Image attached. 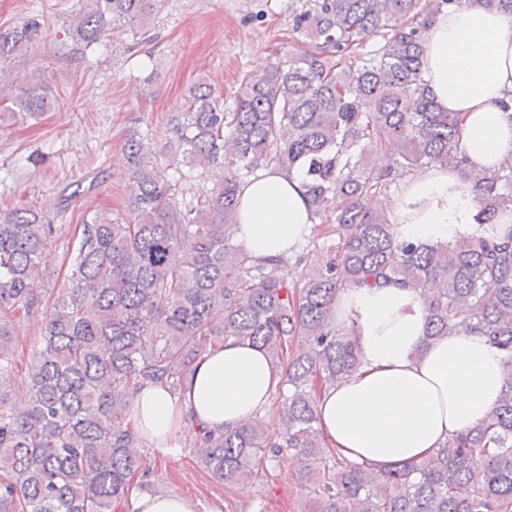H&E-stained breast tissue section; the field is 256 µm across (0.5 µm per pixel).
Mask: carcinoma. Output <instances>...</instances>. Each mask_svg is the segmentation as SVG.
<instances>
[{"mask_svg": "<svg viewBox=\"0 0 512 512\" xmlns=\"http://www.w3.org/2000/svg\"><path fill=\"white\" fill-rule=\"evenodd\" d=\"M161 0H84L76 41L109 24L141 22ZM460 0H306L292 20L284 61L245 74L234 107L195 89L168 127L126 135L137 183L124 215L95 213L80 226L68 285L43 286L41 257L56 226L35 207L0 214V512H115L142 472L131 426L134 393L159 383L176 393L207 347L228 339L262 347L284 365L281 432L262 417L201 438V462L227 483L293 452L310 512H512V163L480 178L476 223L445 242L405 241L387 185L418 167L466 171L459 121L438 107L424 78L427 32ZM32 30L0 28V112L36 119L50 86L8 71ZM375 38L371 50L361 40ZM389 146L395 165L367 158ZM227 170L190 195L184 173ZM305 177L312 214L332 225L327 254L309 252L289 283L280 256L255 258L231 243L239 187L262 167ZM396 279L428 306L426 343L478 331L503 353L507 381L484 423L449 440L436 459L374 473L339 458L317 427L316 398L360 365L358 336L332 322L336 295ZM46 307L42 347L27 368V408L9 405L14 346L5 312Z\"/></svg>", "mask_w": 512, "mask_h": 512, "instance_id": "carcinoma-1", "label": "carcinoma"}]
</instances>
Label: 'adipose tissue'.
Returning <instances> with one entry per match:
<instances>
[{
	"label": "adipose tissue",
	"mask_w": 512,
	"mask_h": 512,
	"mask_svg": "<svg viewBox=\"0 0 512 512\" xmlns=\"http://www.w3.org/2000/svg\"><path fill=\"white\" fill-rule=\"evenodd\" d=\"M425 78L439 108L457 113L468 171L512 161V14L499 0H463L443 9L426 38ZM465 172L428 167L406 175L393 212L406 240L445 238L474 223V184ZM315 218L304 180L273 167L240 187L231 234L249 255L288 256L310 236ZM337 326L355 331L360 366L324 387L318 426L341 458L378 471L432 456L448 439L478 428L504 387L502 353L474 331L426 343L428 310L411 288L389 282L342 290ZM283 366L258 347L232 340L210 346L190 367L182 389L141 387L130 419L143 447L180 457L187 423L220 433L271 413ZM129 512H200L175 491L130 490Z\"/></svg>",
	"instance_id": "obj_1"
}]
</instances>
